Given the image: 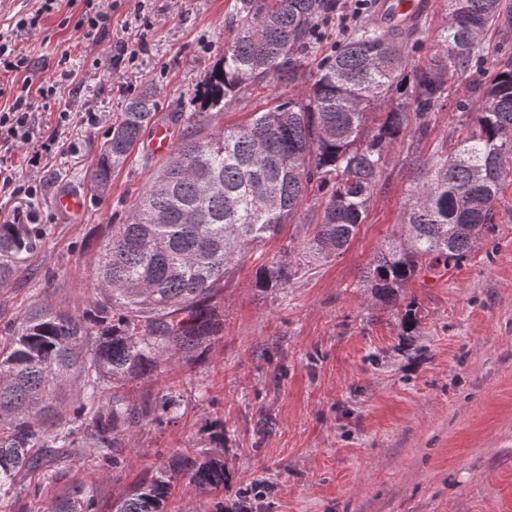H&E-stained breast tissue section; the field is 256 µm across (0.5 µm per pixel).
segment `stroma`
Here are the masks:
<instances>
[{
	"label": "stroma",
	"mask_w": 512,
	"mask_h": 512,
	"mask_svg": "<svg viewBox=\"0 0 512 512\" xmlns=\"http://www.w3.org/2000/svg\"><path fill=\"white\" fill-rule=\"evenodd\" d=\"M107 5L101 39L75 24L88 2ZM419 17L407 45L412 67H437L447 0ZM237 0H60L41 28L19 32L28 74H0V109L26 86L70 71L55 96L28 93L32 143L0 145V165L14 188L0 194V224L21 222L39 236L21 254L15 279L0 287V322L30 306L82 310L92 296L88 262L110 225L123 223L168 155L144 139L112 175L105 195L90 181L101 145L125 101L144 85L157 89L158 122L192 109L197 84L231 36ZM122 62H114L118 48ZM491 62L452 81L433 112L426 140L387 157L367 217L348 248L323 261L303 246L319 219L304 202L299 220L254 252L224 280L214 304L224 329L204 354L177 353L152 381L130 382V398L169 394L176 419L131 430L104 463L85 444L50 470L23 476L11 489L14 512H39L81 482L97 489V512L129 493L176 453L220 456L230 473L222 493L204 496L178 480L167 512H216L249 495L253 512H512V184L496 221L459 266L422 271L397 300L373 299L360 276L401 234L400 218L415 174L414 159L458 138V105L476 102ZM288 86L264 88L215 114L214 127L247 121ZM70 114L57 126L60 111ZM60 142L28 159L52 129ZM85 199L77 216L58 198ZM288 252L296 273L282 288L260 289L256 271ZM418 319L405 334L403 314Z\"/></svg>",
	"instance_id": "stroma-1"
}]
</instances>
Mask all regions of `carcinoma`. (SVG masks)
<instances>
[{"label":"carcinoma","mask_w":512,"mask_h":512,"mask_svg":"<svg viewBox=\"0 0 512 512\" xmlns=\"http://www.w3.org/2000/svg\"><path fill=\"white\" fill-rule=\"evenodd\" d=\"M326 10V0H237L233 33L186 116L187 133L125 223L111 225L96 248L87 306L73 313L41 304L0 325V502L21 472L48 464L50 449L76 447V431L90 433L107 461L130 429L157 420V401L135 403L125 385L218 335L211 302L224 276L276 237L312 188L320 217L305 253H341L365 219L388 151L428 135L448 83L488 54V33L512 39L504 0H448L445 60L415 70L411 93L400 98L407 55L398 29L365 23L306 71ZM263 84L305 91L244 124L203 133L212 110ZM479 92V107L461 105L457 143L416 163L404 238L362 275L373 298L398 297L424 269L460 265L494 223L512 179V59L496 63ZM156 97L148 88L125 103L98 155L95 190L108 189L112 172L156 125ZM29 248L21 225H0V286L18 273L8 258ZM292 276L286 256H273L257 285L281 288ZM178 479L212 493L224 490L228 470L216 457H174L113 512H164ZM93 505V488L81 483L47 512Z\"/></svg>","instance_id":"carcinoma-1"}]
</instances>
